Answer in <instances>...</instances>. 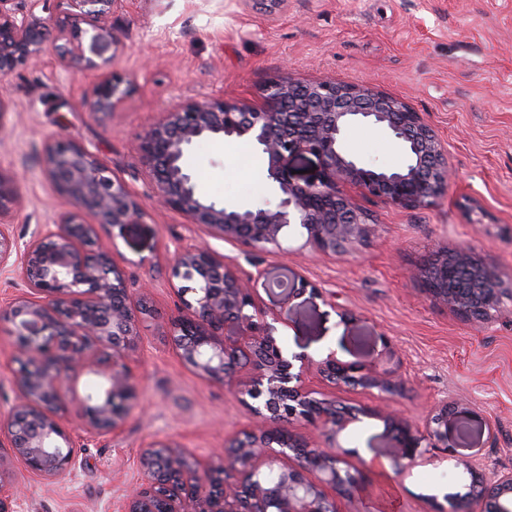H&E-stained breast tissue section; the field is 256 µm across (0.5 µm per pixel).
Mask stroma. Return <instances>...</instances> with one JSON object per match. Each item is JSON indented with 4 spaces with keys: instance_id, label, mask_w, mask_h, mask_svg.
Returning <instances> with one entry per match:
<instances>
[{
    "instance_id": "stroma-1",
    "label": "stroma",
    "mask_w": 512,
    "mask_h": 512,
    "mask_svg": "<svg viewBox=\"0 0 512 512\" xmlns=\"http://www.w3.org/2000/svg\"><path fill=\"white\" fill-rule=\"evenodd\" d=\"M112 27L119 47L99 71L65 69L54 53L0 78V168L18 178L20 209L4 226L17 242L68 210L48 177L44 149L62 138L86 147L137 198L144 217L101 244L123 267L131 288L147 287L156 316H141L127 353L135 397L118 434L92 437L80 412L63 418L79 450L71 475L46 480L20 462L17 512H122L143 474L138 456L155 440L203 458L248 427L241 398L199 377L181 361L168 334L177 316L178 250L208 245L238 273L263 271L254 298L274 313L286 355L376 367L398 380L395 410L425 426L439 401L463 398L486 425L449 449H428L407 469L379 467L392 442L385 424L365 418L340 436L343 467L363 475L367 491L338 495L340 512H435L445 495L464 492L466 462L512 470V297L481 324L466 321L426 293L413 271L438 248H473L512 287V0H285L272 13L255 0H118ZM366 83L408 101L444 142L453 177L424 208L405 209L358 196L373 219L367 245L336 256L302 251L305 231L286 228L281 250L254 255L208 234L181 213L157 208L137 158L138 136L191 101L260 102L271 81ZM113 77L128 90L113 112L90 111L97 85ZM350 155L395 168L399 148L383 133L353 129ZM204 198L267 208L277 202L257 152L231 140H203L186 156ZM303 280L308 293L266 290L265 280ZM15 345L0 330V418L19 399Z\"/></svg>"
}]
</instances>
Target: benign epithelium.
<instances>
[{
  "label": "benign epithelium",
  "mask_w": 512,
  "mask_h": 512,
  "mask_svg": "<svg viewBox=\"0 0 512 512\" xmlns=\"http://www.w3.org/2000/svg\"><path fill=\"white\" fill-rule=\"evenodd\" d=\"M0 0V76L38 60L48 50L51 27L64 43L55 45L60 63L72 70L106 64L118 41L110 18L119 0H57L56 17H43L48 0ZM126 90L114 79L101 82L90 103L93 112H110ZM387 131L408 154L395 169L368 167L349 156L342 142L355 126ZM236 139L266 159L267 179L277 187L272 208L240 209L201 198L184 166L185 152L201 140ZM138 154L155 190L156 203L188 217L219 238L252 250L281 246L284 228L305 229L306 245L323 255L344 254L368 240L373 224L350 190L402 208L429 205L448 188L447 150L435 130L409 103L364 84L334 80L301 81L291 75L271 82L262 103L209 99L167 112L138 138ZM317 157L318 179L295 181L291 160ZM45 167L72 208L51 224H38L31 239L18 246L0 227V269H16L26 291L6 309L8 336L17 344L20 401L0 419L11 455L31 473L53 480L71 473L76 444L62 419L75 398L63 387L86 374L101 380L80 407L85 430L105 435L118 430L135 397L125 352L138 336L139 314L149 297L129 288L126 272L100 247V229L123 232L143 218L126 185L88 149L67 141L46 146ZM20 204L16 180L0 169V222ZM464 271L477 287H448V272ZM173 275L186 282L177 289L192 299L169 322L179 337V355L197 375L222 382L249 405L252 425L227 440L208 458L188 461L179 445L156 440L139 457L143 482L130 494L124 512H339L336 493L358 484L340 468L333 450L340 434L364 418H379L392 435L388 457L405 468L428 448L448 447V427L462 432L483 418L455 400L435 408L426 434L386 407L341 412L304 377L313 368L327 384L376 389L394 395L400 385L367 365L346 364L330 352L301 361V370L283 353L259 307L250 283L208 248H187L174 258ZM430 297L478 323L498 307L504 295L496 273L470 248L438 251L432 264L417 270ZM232 323L237 336L224 339ZM312 428L329 441L325 448L293 429ZM465 494L447 495L439 512H512V471L482 470L464 464ZM318 479L307 478V473ZM18 494L0 461V512H15Z\"/></svg>",
  "instance_id": "7a95c632"
}]
</instances>
